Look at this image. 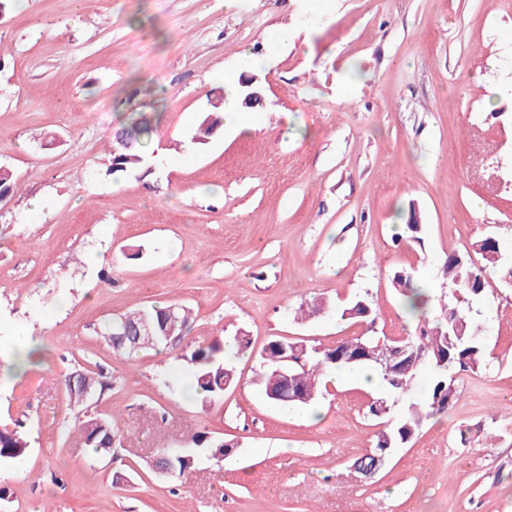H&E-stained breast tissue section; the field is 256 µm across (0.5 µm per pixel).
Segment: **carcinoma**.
<instances>
[{
    "instance_id": "1",
    "label": "carcinoma",
    "mask_w": 512,
    "mask_h": 512,
    "mask_svg": "<svg viewBox=\"0 0 512 512\" xmlns=\"http://www.w3.org/2000/svg\"><path fill=\"white\" fill-rule=\"evenodd\" d=\"M222 122L223 103L219 101L202 117L192 141L206 144ZM153 133L154 128L149 122L137 119L117 130L114 136L115 145L112 147L104 175L118 176L149 169L143 157V148L144 141ZM471 249L481 255L485 265L498 270L504 277L509 274L512 267L506 265V259L512 257V254L500 242L492 243L484 237L473 242ZM442 278L460 296H449L448 304L441 307L443 317L431 322L428 314L433 296L413 287L414 277L409 272L401 270L393 275L392 285L401 295L403 308L413 311L418 327L416 334L406 337V341L413 343L415 349L400 371H385L367 359H340L344 352L355 354L358 344L366 342V338L357 336L341 341L331 349L309 351L305 356L304 366L297 367L290 373L288 392L291 393V398L288 402L298 406L311 405L326 386L324 375L330 370L371 368L377 374L383 389L380 400L389 409L413 388H418V398L396 412L391 424L376 435L374 449L395 450L409 443L426 420L447 410L448 400L456 398L449 391L451 375L479 370L486 354L485 339L473 335L476 325L473 308L482 302L486 290L483 268L471 262L469 252L453 253L448 255L443 265ZM337 313L343 320L353 319L367 325L378 319L376 306L366 294L355 297L337 309ZM146 316L153 319L159 332L170 331L173 336L181 337L188 327L190 312L182 306L173 311L168 306L144 307L104 322L102 336L110 342L112 333L120 334L125 327L140 323ZM461 321L466 323V329L464 335L458 336L455 329ZM295 346L300 348L304 343H293L285 337L277 336L268 342L263 351L264 366L257 385L269 403L275 401L270 392L279 386L277 372L283 366L284 353H293ZM226 347L245 353L249 349V341L244 336H234L225 342L215 340L208 345H198L176 356V359L186 362L190 369L196 395L203 404L223 398L224 391L236 380L233 366L217 358ZM65 385L77 400L111 388V383L80 370L65 378ZM116 426L117 422L112 418L89 416L79 425L78 443L84 448L92 449L98 456H106L112 451V435ZM22 427L23 424L19 422L12 428L0 427V467L23 456L29 447L20 431ZM191 443L192 446L179 453L165 454L164 465L171 471L170 477L184 476L186 471L202 459H215L228 454L224 439L207 431L196 432Z\"/></svg>"
}]
</instances>
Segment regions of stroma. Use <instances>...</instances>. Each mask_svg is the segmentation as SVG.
Masks as SVG:
<instances>
[{"label":"stroma","instance_id":"stroma-1","mask_svg":"<svg viewBox=\"0 0 512 512\" xmlns=\"http://www.w3.org/2000/svg\"><path fill=\"white\" fill-rule=\"evenodd\" d=\"M286 29L277 44L273 31ZM263 60L254 132L191 137L224 70ZM157 121L164 161L104 177L116 127ZM54 140H46V133ZM0 423L27 453L0 468V512H512V286L487 275L485 369L374 478L381 429L349 372L318 421L273 412L260 353L328 349L366 327L334 307L369 295L377 333H414L395 271L440 287L448 254L512 249V0H26L0 15ZM43 202L29 222L31 200ZM416 207L422 242L398 237ZM139 259H129L130 249ZM192 311L181 344L114 351L97 330L146 305ZM244 333L221 400L186 394L181 351ZM87 369L111 390L75 402ZM122 414L112 453L76 446L82 415ZM234 441L174 480L151 464L198 431ZM469 443H461V434Z\"/></svg>","mask_w":512,"mask_h":512}]
</instances>
